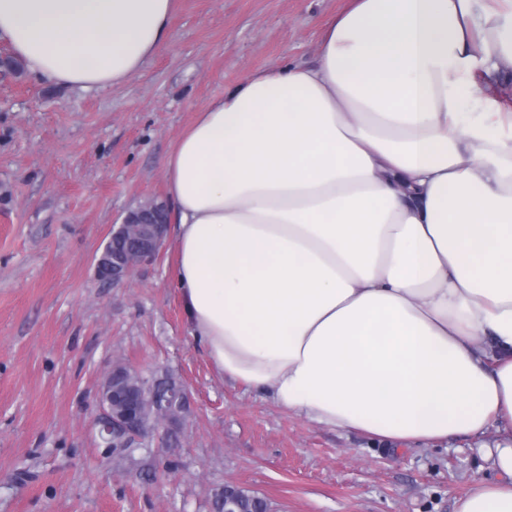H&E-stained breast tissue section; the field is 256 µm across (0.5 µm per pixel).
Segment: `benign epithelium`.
<instances>
[{"label":"benign epithelium","mask_w":512,"mask_h":512,"mask_svg":"<svg viewBox=\"0 0 512 512\" xmlns=\"http://www.w3.org/2000/svg\"><path fill=\"white\" fill-rule=\"evenodd\" d=\"M167 215L159 204L148 202L129 212L113 230L112 243L105 244L96 257L98 278L117 285L123 283L142 264L156 261L162 251ZM128 364L113 363L99 385L100 415L97 424L105 441L118 435L127 441H140L164 427L169 433L180 431L191 410V395L180 380L167 384L175 402L162 408L145 392L131 395L122 385H114L115 376Z\"/></svg>","instance_id":"1"}]
</instances>
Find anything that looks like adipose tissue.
Here are the masks:
<instances>
[{
  "label": "adipose tissue",
  "mask_w": 512,
  "mask_h": 512,
  "mask_svg": "<svg viewBox=\"0 0 512 512\" xmlns=\"http://www.w3.org/2000/svg\"><path fill=\"white\" fill-rule=\"evenodd\" d=\"M176 0H0L35 78L88 91L160 51ZM512 0H351L313 65L247 74L163 171L173 285L225 380L331 429H495L456 512H512Z\"/></svg>",
  "instance_id": "1"
}]
</instances>
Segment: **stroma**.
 Returning a JSON list of instances; mask_svg holds the SVG:
<instances>
[{
  "instance_id": "35a3bbf8",
  "label": "stroma",
  "mask_w": 512,
  "mask_h": 512,
  "mask_svg": "<svg viewBox=\"0 0 512 512\" xmlns=\"http://www.w3.org/2000/svg\"><path fill=\"white\" fill-rule=\"evenodd\" d=\"M347 0H177L166 46L123 85L78 92L0 70V512H215L225 484L271 512H456L496 474L495 430L400 451L224 380L187 333L162 251L123 285L94 259L166 199L163 157L246 73L313 63ZM187 385L191 415L134 458L99 435L115 357Z\"/></svg>"
}]
</instances>
